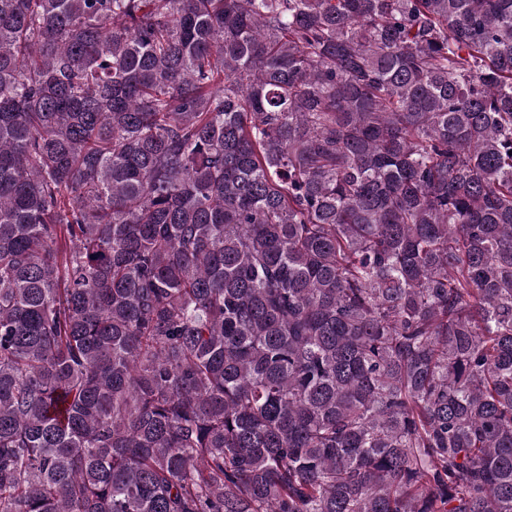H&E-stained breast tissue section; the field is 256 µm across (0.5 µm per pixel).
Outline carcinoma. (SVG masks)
<instances>
[{"instance_id":"1","label":"carcinoma","mask_w":512,"mask_h":512,"mask_svg":"<svg viewBox=\"0 0 512 512\" xmlns=\"http://www.w3.org/2000/svg\"><path fill=\"white\" fill-rule=\"evenodd\" d=\"M512 0H0V512H512Z\"/></svg>"}]
</instances>
